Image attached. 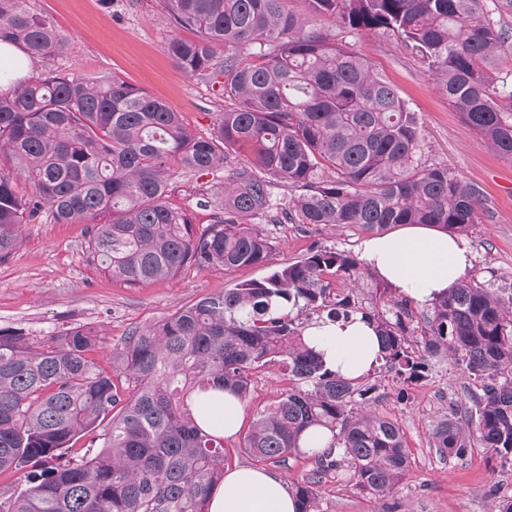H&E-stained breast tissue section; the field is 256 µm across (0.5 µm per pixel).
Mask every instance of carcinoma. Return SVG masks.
<instances>
[{
	"instance_id": "carcinoma-1",
	"label": "carcinoma",
	"mask_w": 512,
	"mask_h": 512,
	"mask_svg": "<svg viewBox=\"0 0 512 512\" xmlns=\"http://www.w3.org/2000/svg\"><path fill=\"white\" fill-rule=\"evenodd\" d=\"M288 2L163 0L171 23L195 32L168 41L176 66L221 85L230 100L206 136L114 74L89 80L48 71L0 94V259L18 247L20 224L45 210L58 224L87 225L91 260L130 286L191 264H265L272 245L254 219L376 235L401 224L468 233L480 222L478 190L423 159L416 113L342 35L394 36L487 145L511 158L512 73L498 66L507 31L481 0H303L302 13ZM2 38L33 61L64 47L25 0H0ZM229 149L252 158L199 202L213 209L199 233L169 201V183L224 168ZM279 184L288 195H273ZM362 277L352 254L312 250L133 332L113 351L115 376L90 359V328L37 343L0 328V473L40 468L0 512H207L227 457L224 437L201 427L198 412L214 389L246 400L254 373L273 364L293 386L256 414L244 454L284 465L303 454L307 430L333 436L296 485L298 512H319L317 486L333 470L349 471L376 500L395 492L410 467L404 432L368 406L380 397L378 379L416 382L440 351L477 386L470 406L448 405L432 431L434 448L463 457L473 426L477 443L512 466V288L460 282L433 300L414 347L408 299L370 310L353 291L331 288ZM358 315L381 350L348 379L324 367L304 331L313 316ZM89 433L101 441L92 455L75 447Z\"/></svg>"
}]
</instances>
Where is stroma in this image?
Wrapping results in <instances>:
<instances>
[{
    "label": "stroma",
    "instance_id": "1",
    "mask_svg": "<svg viewBox=\"0 0 512 512\" xmlns=\"http://www.w3.org/2000/svg\"><path fill=\"white\" fill-rule=\"evenodd\" d=\"M30 10L46 16L65 48L56 57L33 65L32 74L64 71L92 79L105 74L144 89L180 112L195 133L209 134L224 110V99L205 81L182 72L168 56L166 44L178 30L161 0H26ZM376 71L388 78L416 112L432 160L447 164L482 194V214L466 240L472 253L468 278L512 285V158L494 153L437 92L419 61L381 32L351 39ZM218 182L212 176H183L173 181V203L186 209L197 230L211 222V209L198 201ZM271 241L270 263L224 271L190 266L163 280L128 286L89 260L87 227L58 224L50 216L21 225V244L0 260V328L21 331L39 342L76 326H93L99 341L90 357L112 371V351L129 333L154 324L200 298L262 279L270 270L306 257L311 248L359 255L365 238L354 227L265 224ZM290 382L278 367L257 371L245 403L244 426L268 408ZM472 383L453 370L444 354L429 359L427 378L402 384L385 377L376 410L397 420L411 464L395 494L378 501L356 489L347 472L325 476L319 486L320 512H495L496 494L512 496V471L501 469L486 449L471 445L465 456L443 459L431 432L449 402H464Z\"/></svg>",
    "mask_w": 512,
    "mask_h": 512
}]
</instances>
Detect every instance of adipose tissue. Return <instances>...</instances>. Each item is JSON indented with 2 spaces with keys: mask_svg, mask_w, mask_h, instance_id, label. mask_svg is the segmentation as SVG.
<instances>
[{
  "mask_svg": "<svg viewBox=\"0 0 512 512\" xmlns=\"http://www.w3.org/2000/svg\"><path fill=\"white\" fill-rule=\"evenodd\" d=\"M361 256L385 281L402 288L421 304L448 291L472 266L467 242L435 227L412 224L397 233L372 236L361 243ZM309 344L327 368L347 377L362 375L374 363L379 343L365 320L307 327ZM244 403L231 395L213 393L204 422L224 438H232L244 420ZM208 512H297L298 504L278 475L253 466L225 470L224 480L208 497Z\"/></svg>",
  "mask_w": 512,
  "mask_h": 512,
  "instance_id": "ef3b65f1",
  "label": "adipose tissue"
}]
</instances>
